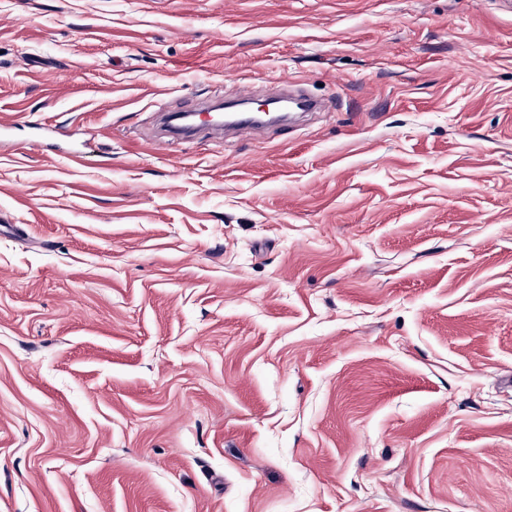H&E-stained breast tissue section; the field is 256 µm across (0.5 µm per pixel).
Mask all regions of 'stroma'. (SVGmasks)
Returning <instances> with one entry per match:
<instances>
[{
    "label": "stroma",
    "instance_id": "obj_1",
    "mask_svg": "<svg viewBox=\"0 0 512 512\" xmlns=\"http://www.w3.org/2000/svg\"><path fill=\"white\" fill-rule=\"evenodd\" d=\"M1 123L0 512H512V9L0 0Z\"/></svg>",
    "mask_w": 512,
    "mask_h": 512
}]
</instances>
